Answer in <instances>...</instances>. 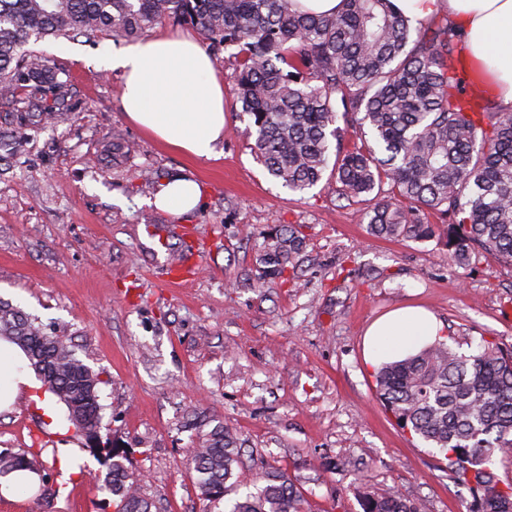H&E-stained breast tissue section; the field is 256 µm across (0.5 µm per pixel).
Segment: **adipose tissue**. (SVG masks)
Instances as JSON below:
<instances>
[{
	"mask_svg": "<svg viewBox=\"0 0 512 512\" xmlns=\"http://www.w3.org/2000/svg\"><path fill=\"white\" fill-rule=\"evenodd\" d=\"M416 21L440 17L458 31L476 70L488 79L499 105L512 110V0H395ZM124 79L121 109L127 118L169 148L198 159L217 154L224 139V91L216 64L189 36H155L102 60ZM201 201L197 182L180 178L162 185L156 208L182 215ZM441 326L419 308L396 311L367 332L371 359L399 357L441 336Z\"/></svg>",
	"mask_w": 512,
	"mask_h": 512,
	"instance_id": "obj_1",
	"label": "adipose tissue"
}]
</instances>
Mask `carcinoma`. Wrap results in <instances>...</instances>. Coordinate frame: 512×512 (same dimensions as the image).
Wrapping results in <instances>:
<instances>
[{
	"label": "carcinoma",
	"mask_w": 512,
	"mask_h": 512,
	"mask_svg": "<svg viewBox=\"0 0 512 512\" xmlns=\"http://www.w3.org/2000/svg\"><path fill=\"white\" fill-rule=\"evenodd\" d=\"M194 28L214 57L226 50L239 121L267 173L294 193L319 183L337 200L365 204L369 233L426 240L442 232L448 266L483 257L512 262V112L467 94L445 57L457 51L448 20L412 24L393 0H343L309 15L295 0H0V99L23 94L20 125L44 126L65 104L57 70L30 48L45 39L133 41L158 25ZM343 121L344 126L337 125ZM362 144L347 149V132ZM389 189H384V185ZM434 213L446 221L428 220ZM305 247L300 226L265 236L259 263L281 278ZM0 339L25 355L46 392L67 411L84 446L108 472L99 490L117 512H155L130 481L127 455L100 442L99 379L67 341L0 302ZM376 395L409 431L444 454L472 512H512V349L486 340L470 355L438 340L376 375ZM191 463L206 499L224 498L243 476L240 438L218 425L200 436ZM44 480L40 456L0 452V474ZM283 472L235 501L231 512H304ZM363 512H419L396 493L362 494Z\"/></svg>",
	"instance_id": "obj_1"
}]
</instances>
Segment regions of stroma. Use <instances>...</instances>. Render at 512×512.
Segmentation results:
<instances>
[{
    "label": "stroma",
    "mask_w": 512,
    "mask_h": 512,
    "mask_svg": "<svg viewBox=\"0 0 512 512\" xmlns=\"http://www.w3.org/2000/svg\"><path fill=\"white\" fill-rule=\"evenodd\" d=\"M127 41L38 43L67 89L24 152H0V300L66 336L100 379L102 441L128 449V471L161 512H229L195 484L188 457L198 431L223 423L243 442L250 481L277 469L302 491L306 512H363L359 472L419 512H470L437 450L402 430L375 393L365 334L391 311L421 306L459 352L487 339L512 348V265L449 267L445 240L380 239L360 203L274 181L238 135L225 67L229 128L212 159L178 153L133 125L122 76L100 56ZM196 181L202 200L177 216L145 189L159 174ZM301 225L297 276L265 279L264 233ZM186 283L166 284L171 265ZM262 287H254L256 279ZM43 388L0 411V452L41 450L40 494H0V512H116L92 479L106 469L83 448L62 404ZM75 455L74 471L62 457ZM339 460L333 471L323 458Z\"/></svg>",
    "instance_id": "1"
}]
</instances>
